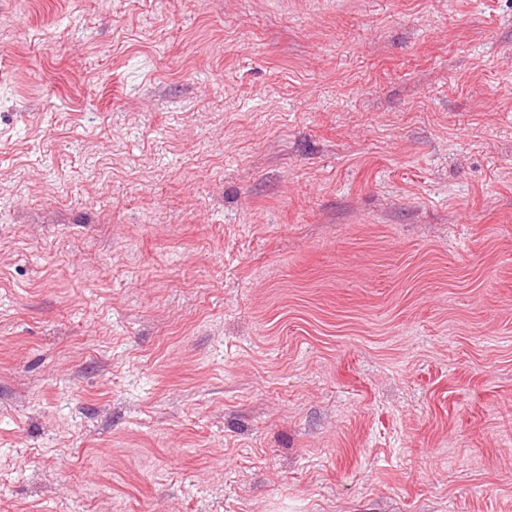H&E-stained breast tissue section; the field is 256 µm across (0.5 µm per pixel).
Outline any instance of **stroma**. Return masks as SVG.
Segmentation results:
<instances>
[{"instance_id": "35a3bbf8", "label": "stroma", "mask_w": 512, "mask_h": 512, "mask_svg": "<svg viewBox=\"0 0 512 512\" xmlns=\"http://www.w3.org/2000/svg\"><path fill=\"white\" fill-rule=\"evenodd\" d=\"M0 512H512V0H0Z\"/></svg>"}]
</instances>
